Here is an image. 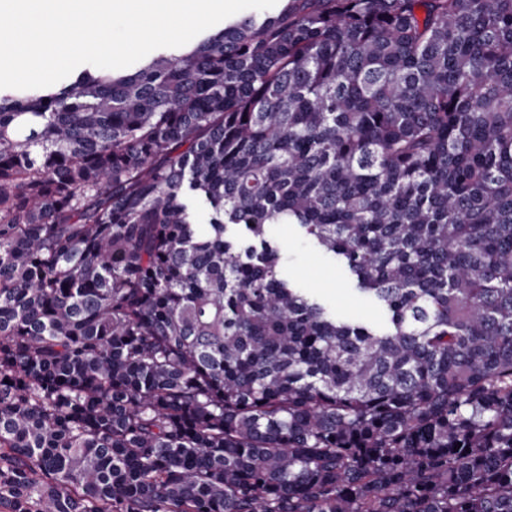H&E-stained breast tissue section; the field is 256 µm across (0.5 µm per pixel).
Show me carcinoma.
<instances>
[{
  "mask_svg": "<svg viewBox=\"0 0 512 512\" xmlns=\"http://www.w3.org/2000/svg\"><path fill=\"white\" fill-rule=\"evenodd\" d=\"M0 509L512 512V0H278L0 89ZM267 231L269 238L281 245L283 272L297 288L321 300L337 317L365 318L378 327L386 325L383 310L355 289V280L343 262L312 244L299 226L271 224Z\"/></svg>",
  "mask_w": 512,
  "mask_h": 512,
  "instance_id": "carcinoma-1",
  "label": "carcinoma"
}]
</instances>
